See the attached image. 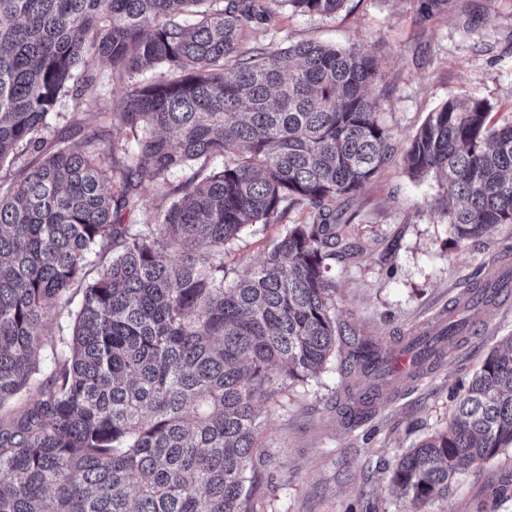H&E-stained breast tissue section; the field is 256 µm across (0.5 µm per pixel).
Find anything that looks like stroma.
Returning a JSON list of instances; mask_svg holds the SVG:
<instances>
[{
	"label": "stroma",
	"instance_id": "obj_1",
	"mask_svg": "<svg viewBox=\"0 0 512 512\" xmlns=\"http://www.w3.org/2000/svg\"><path fill=\"white\" fill-rule=\"evenodd\" d=\"M271 19L252 25L244 49L302 41L364 45L376 59L380 119L394 137L393 160L336 209L359 255L333 262L336 314L373 336L394 363L429 326L460 320L464 328L435 365L391 388L367 418L351 422L341 407L347 381L338 364L306 382L283 384L259 409L261 462L256 512H512V445L475 465L448 496L412 508L389 490L408 448L444 431L474 372L512 338V303L463 312L467 290L512 271V224L479 242L457 238L433 207L434 177L410 179L403 156L429 112L451 98L490 102V123H512V0H346L330 16L303 15L266 0ZM307 220L289 211L286 224ZM286 224L249 226L226 262L259 265Z\"/></svg>",
	"mask_w": 512,
	"mask_h": 512
}]
</instances>
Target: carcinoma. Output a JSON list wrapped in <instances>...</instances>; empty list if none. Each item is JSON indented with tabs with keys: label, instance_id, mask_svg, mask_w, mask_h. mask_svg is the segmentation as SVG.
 <instances>
[{
	"label": "carcinoma",
	"instance_id": "1",
	"mask_svg": "<svg viewBox=\"0 0 512 512\" xmlns=\"http://www.w3.org/2000/svg\"><path fill=\"white\" fill-rule=\"evenodd\" d=\"M263 2L0 0V170L21 162L0 175V512H255L257 409L278 382L342 352L343 375L365 385L354 418L395 383L385 351L336 317L328 278L347 248L336 202L394 152L369 95L378 64L358 44L240 51ZM280 2L331 15L345 0ZM98 61L120 79L155 76L103 106L83 90ZM63 97L82 118L50 143ZM491 109L448 100L403 158L410 178H443L438 209L461 240L512 224V124L489 127ZM101 116L137 146L110 148L106 169L103 131L81 134ZM147 186L169 207L148 209ZM297 206L310 221L287 225L259 266L227 267L247 226ZM132 210L143 223H121ZM54 313L70 335L43 334ZM458 332L413 337L415 368ZM509 444L512 347L488 355L445 431L401 456L391 490L414 506L445 497Z\"/></svg>",
	"mask_w": 512,
	"mask_h": 512
}]
</instances>
